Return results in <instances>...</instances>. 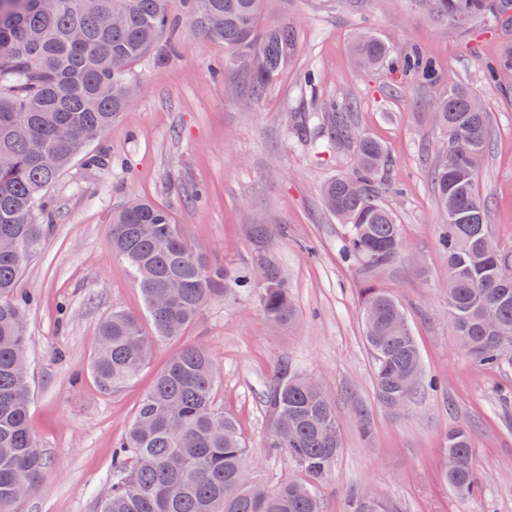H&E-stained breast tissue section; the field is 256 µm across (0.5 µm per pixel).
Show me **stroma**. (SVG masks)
<instances>
[{"instance_id":"35a3bbf8","label":"stroma","mask_w":512,"mask_h":512,"mask_svg":"<svg viewBox=\"0 0 512 512\" xmlns=\"http://www.w3.org/2000/svg\"><path fill=\"white\" fill-rule=\"evenodd\" d=\"M266 8L270 19L287 15L297 48L259 106H243L244 76H232L231 95L212 76L222 44L184 33L177 56L155 51L139 62L133 105L91 146L102 165L74 163L48 192L50 229L21 285L35 297L27 316L29 420L50 468L17 512H97L112 487L113 443L155 373L189 344L219 363L218 402L236 418L261 481L272 485L295 471L286 455L265 446L272 423L266 387L284 359L321 383L339 418L342 448L318 487L323 512H350L363 489L402 512H512V355L480 368L450 334L443 216L432 181L447 149L431 120L438 88H417L388 64L361 70L352 58L356 35L368 31L393 51L414 47L430 57L439 88L478 96L492 148L477 189L501 249L512 256V72L487 76L488 64L512 51V31L488 24L462 39L436 27L414 0H268ZM332 99L355 102V125L393 160L380 200L397 219L402 252L372 279L403 305L425 371L442 383L437 392L420 387L402 415L377 401L360 264L342 256L345 228L320 194L354 160L324 126L308 127L303 139L294 132L303 113ZM197 189L204 196L194 204L189 195ZM132 197L169 209L216 262L243 272L277 269L295 322L269 323L248 292L210 302L182 337L155 346L133 382L103 393L91 372L99 323L115 310L144 312L108 235L113 212ZM361 414L372 426L367 438ZM456 427L471 429L480 474L467 497L440 477L443 443Z\"/></svg>"}]
</instances>
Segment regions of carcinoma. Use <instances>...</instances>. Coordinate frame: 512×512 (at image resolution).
<instances>
[{"instance_id":"1","label":"carcinoma","mask_w":512,"mask_h":512,"mask_svg":"<svg viewBox=\"0 0 512 512\" xmlns=\"http://www.w3.org/2000/svg\"><path fill=\"white\" fill-rule=\"evenodd\" d=\"M267 0H183L170 16L167 0H0V512H15L17 483L33 489L48 467L29 423L30 381L26 318L31 298L21 275L40 248L49 212L43 192L133 104L135 67L159 43L178 54L190 30L224 45L213 73L245 75L248 102L258 104L288 64L295 33L288 19L270 21ZM427 18L464 36L497 20L499 0H416ZM357 63L380 67L390 46L361 33ZM402 72L424 87L438 81L431 60L411 51ZM475 94L450 87L432 109L448 137L451 160L433 170L448 255V319L458 345L480 366L512 353V260L496 242L477 183L489 148L488 113L472 106ZM311 119L331 129L339 146L354 149L356 167L321 188L326 210L345 225L343 249L361 260V311L373 359L378 402L391 412L409 405L424 382L419 346L403 308L369 278L393 264L402 250L399 224L378 199L375 181L388 162L383 147L359 132L348 102L333 100ZM112 250L134 274L152 325L114 312L98 326L92 372L105 393L116 392L148 364L151 348L177 338L211 301L242 291L257 293L265 318L293 323L288 284L271 267L239 273L214 262L185 236L170 213L131 200L112 214ZM221 371L208 351L189 345L159 370L134 419L114 444L112 490L99 512H321L316 485L342 447L336 409L314 380L279 362L269 382L272 414L267 447L288 454L306 479H281L267 488L255 475L235 420L218 406ZM444 481L460 495L479 484L472 433L459 427L445 442ZM354 512H396L369 491L355 496Z\"/></svg>"}]
</instances>
